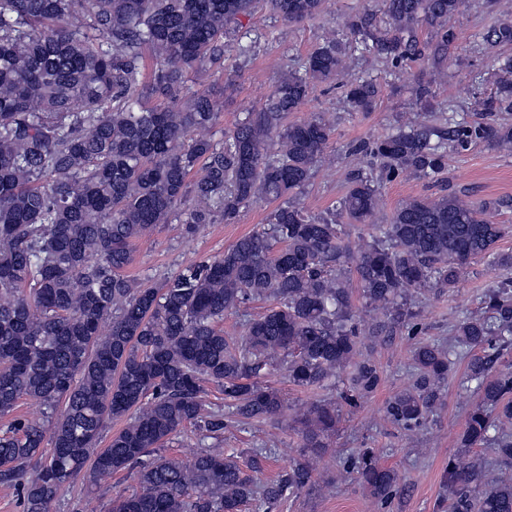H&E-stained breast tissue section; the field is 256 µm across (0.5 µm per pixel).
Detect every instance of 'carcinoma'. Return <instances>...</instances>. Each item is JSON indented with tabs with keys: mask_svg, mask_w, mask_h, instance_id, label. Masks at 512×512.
I'll return each instance as SVG.
<instances>
[{
	"mask_svg": "<svg viewBox=\"0 0 512 512\" xmlns=\"http://www.w3.org/2000/svg\"><path fill=\"white\" fill-rule=\"evenodd\" d=\"M463 2L380 0V23L367 14L344 22L358 49L395 68L423 57L419 28L440 34L433 70L414 88L424 119L349 149L368 171L340 210L373 225L372 240L354 252L336 220L305 214L297 200L324 159L330 124L320 116L285 122L314 83L349 69L336 40L294 59L264 107L217 142L197 131L215 125L221 102L183 95L189 72L223 66L228 51L251 54L258 37L242 30V18L258 5L292 24L318 15L324 0H0V416H12L0 428V485L21 490L23 512H53L66 484L80 478L93 487L122 471L137 488L116 497L111 512H241L252 501L298 496L315 485V460L336 434L340 414L330 402L304 414V454L273 480L245 474L222 448L197 449L188 468L158 451L188 426L218 440L227 415H279L280 396L263 386L278 368L298 387L341 383L340 399L358 407L382 381L362 337L422 334L407 297L457 287L477 260L502 280L448 341L417 343L410 382L384 414L407 433L420 430L453 358L467 355L478 399L443 474L448 512H512L511 480L475 489L486 477L478 449L512 465V362L496 366L512 347V253L498 247L506 227L487 218L488 203L454 194L405 200L388 223H375L380 182L439 174L448 148L475 140L512 152V58L500 61L498 94L483 102L486 123L473 127L450 108L443 130L428 113L448 44L460 37L448 22ZM483 41L512 43V24ZM344 87L353 111H372L373 79L352 77ZM261 199L278 202L269 228L223 254L156 285L125 274L133 242L156 225L174 220L189 237L203 224L234 223ZM352 274L364 307L381 312L366 331L347 286ZM256 300L272 306L239 334L224 333V313ZM210 382L224 405L204 399ZM22 400L40 403L43 418L14 415ZM344 472L380 509L401 489L372 448L348 458Z\"/></svg>",
	"mask_w": 512,
	"mask_h": 512,
	"instance_id": "obj_1",
	"label": "carcinoma"
}]
</instances>
